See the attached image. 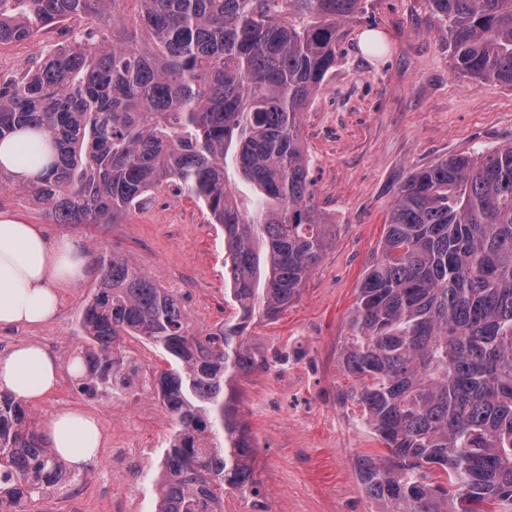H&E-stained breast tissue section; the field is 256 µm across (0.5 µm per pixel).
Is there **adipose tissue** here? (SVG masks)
Here are the masks:
<instances>
[{"label": "adipose tissue", "instance_id": "ef3b65f1", "mask_svg": "<svg viewBox=\"0 0 512 512\" xmlns=\"http://www.w3.org/2000/svg\"><path fill=\"white\" fill-rule=\"evenodd\" d=\"M48 156V139L40 132L24 129L0 141V170L21 178L34 177ZM90 273L78 239L49 240L39 225L0 212V329L46 326L58 313L62 290ZM59 375L56 354L43 345L17 344L0 356V390L30 404L50 393ZM47 440L81 470L97 458L103 435L93 416L67 408L53 415Z\"/></svg>", "mask_w": 512, "mask_h": 512}]
</instances>
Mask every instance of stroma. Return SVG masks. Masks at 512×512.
Instances as JSON below:
<instances>
[{"instance_id": "35a3bbf8", "label": "stroma", "mask_w": 512, "mask_h": 512, "mask_svg": "<svg viewBox=\"0 0 512 512\" xmlns=\"http://www.w3.org/2000/svg\"><path fill=\"white\" fill-rule=\"evenodd\" d=\"M439 26L428 0H366L359 20L344 29L335 67L302 114L312 202L335 224L336 241L299 298L276 319L255 321L248 330L266 357L286 354L288 369L256 372L236 384L259 467L258 494L239 499L246 512L257 500L264 512L376 510L357 465L377 443L358 409L343 399L354 384L340 355L351 334L356 290L379 255L385 216L412 172L443 156L512 143V85L459 75ZM367 33L377 37V47L364 44ZM71 35L63 23L34 39L0 45V78L38 61L41 50L67 44ZM0 210L41 225L49 238L74 236L85 248L120 255L178 294L193 329L233 312L224 302V234L177 186L156 189L146 208L107 228L54 223L11 188H0ZM95 286L92 276L73 284L53 322L16 327L11 336L51 348L66 366L82 345L75 315ZM72 382L65 370L29 410L43 427L60 408L83 410L97 419L103 446L80 480L36 501L32 512H48L78 492L87 512H151L147 473L174 429L171 413L151 390L116 402L102 392H67ZM116 433L131 451L124 463L110 454Z\"/></svg>"}]
</instances>
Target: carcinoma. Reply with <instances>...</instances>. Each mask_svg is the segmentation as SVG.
<instances>
[{
  "mask_svg": "<svg viewBox=\"0 0 512 512\" xmlns=\"http://www.w3.org/2000/svg\"><path fill=\"white\" fill-rule=\"evenodd\" d=\"M133 4L125 17L120 6ZM454 68L512 84V0H429ZM365 0H0V44L71 18L89 26L0 80V139L44 130L55 158L0 171L56 224H117L174 183L224 229L234 314L194 331L178 296L114 254L76 316L78 381L131 385L125 336L166 356L174 431L154 512H224L256 491L236 378L270 370L257 317L299 296L336 238L312 203L301 118ZM342 365L382 451L358 461L376 512H512V144L442 157L401 186L367 268ZM77 475L0 391V512H30Z\"/></svg>",
  "mask_w": 512,
  "mask_h": 512,
  "instance_id": "cac0c4a2",
  "label": "carcinoma"
}]
</instances>
